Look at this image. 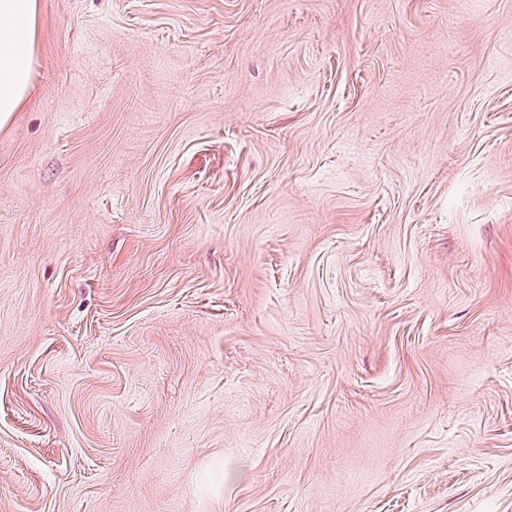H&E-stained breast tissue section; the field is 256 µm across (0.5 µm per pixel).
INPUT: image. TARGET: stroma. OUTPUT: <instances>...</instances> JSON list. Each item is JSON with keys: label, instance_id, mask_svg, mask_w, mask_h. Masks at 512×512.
I'll return each instance as SVG.
<instances>
[{"label": "stroma", "instance_id": "35a3bbf8", "mask_svg": "<svg viewBox=\"0 0 512 512\" xmlns=\"http://www.w3.org/2000/svg\"><path fill=\"white\" fill-rule=\"evenodd\" d=\"M39 6L0 512H512V0Z\"/></svg>", "mask_w": 512, "mask_h": 512}]
</instances>
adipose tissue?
Segmentation results:
<instances>
[{
    "label": "adipose tissue",
    "mask_w": 512,
    "mask_h": 512,
    "mask_svg": "<svg viewBox=\"0 0 512 512\" xmlns=\"http://www.w3.org/2000/svg\"><path fill=\"white\" fill-rule=\"evenodd\" d=\"M38 27V0H0V130L31 90Z\"/></svg>",
    "instance_id": "obj_1"
}]
</instances>
